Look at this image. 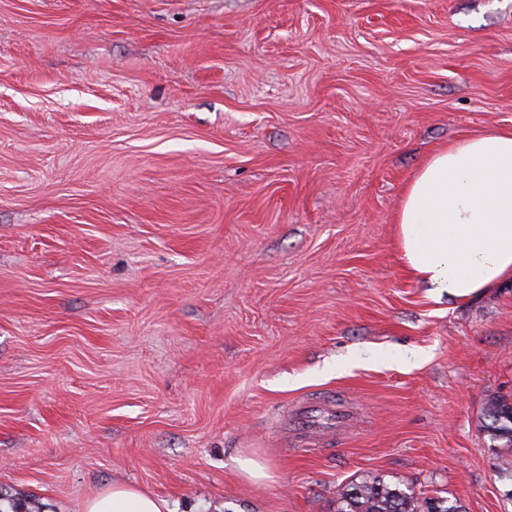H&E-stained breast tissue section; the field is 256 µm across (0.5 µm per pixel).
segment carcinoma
Segmentation results:
<instances>
[{
	"label": "carcinoma",
	"mask_w": 512,
	"mask_h": 512,
	"mask_svg": "<svg viewBox=\"0 0 512 512\" xmlns=\"http://www.w3.org/2000/svg\"><path fill=\"white\" fill-rule=\"evenodd\" d=\"M484 432L497 444L501 456H512V402L490 400L484 411ZM336 512H463L445 497H419L413 490L391 486L380 477L364 478L336 499Z\"/></svg>",
	"instance_id": "carcinoma-1"
}]
</instances>
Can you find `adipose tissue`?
<instances>
[{"instance_id": "adipose-tissue-1", "label": "adipose tissue", "mask_w": 512, "mask_h": 512, "mask_svg": "<svg viewBox=\"0 0 512 512\" xmlns=\"http://www.w3.org/2000/svg\"><path fill=\"white\" fill-rule=\"evenodd\" d=\"M395 247L435 301L463 303L512 280V131H489L433 152L405 186ZM85 512H168L136 487L115 484Z\"/></svg>"}]
</instances>
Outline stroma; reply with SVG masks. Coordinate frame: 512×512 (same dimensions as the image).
<instances>
[{"mask_svg":"<svg viewBox=\"0 0 512 512\" xmlns=\"http://www.w3.org/2000/svg\"><path fill=\"white\" fill-rule=\"evenodd\" d=\"M492 129L512 0H0V512H336L371 476L512 512V282L438 303L394 244ZM484 432L489 436L502 457L512 456V402L506 397L490 400L484 411ZM84 512H171L166 502L150 493L125 484L112 487L91 498Z\"/></svg>","mask_w":512,"mask_h":512,"instance_id":"stroma-1","label":"stroma"}]
</instances>
